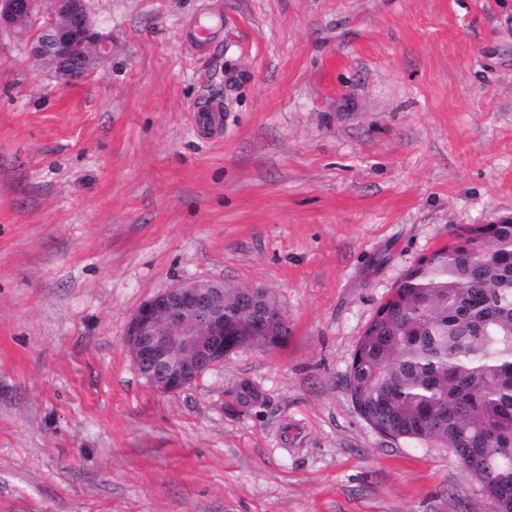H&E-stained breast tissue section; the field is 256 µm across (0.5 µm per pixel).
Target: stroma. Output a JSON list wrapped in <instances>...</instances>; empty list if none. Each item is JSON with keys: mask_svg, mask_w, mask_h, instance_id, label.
Here are the masks:
<instances>
[{"mask_svg": "<svg viewBox=\"0 0 512 512\" xmlns=\"http://www.w3.org/2000/svg\"><path fill=\"white\" fill-rule=\"evenodd\" d=\"M90 4L69 84L0 31V512H488L347 370L417 258L512 216V0ZM186 279L268 288L287 345L155 391L127 325Z\"/></svg>", "mask_w": 512, "mask_h": 512, "instance_id": "35a3bbf8", "label": "stroma"}]
</instances>
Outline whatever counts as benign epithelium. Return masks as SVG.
Listing matches in <instances>:
<instances>
[{"instance_id":"1","label":"benign epithelium","mask_w":512,"mask_h":512,"mask_svg":"<svg viewBox=\"0 0 512 512\" xmlns=\"http://www.w3.org/2000/svg\"><path fill=\"white\" fill-rule=\"evenodd\" d=\"M0 29L23 32L38 61L61 80L90 72L106 52L91 22L88 0H0ZM228 283L190 279L158 291L132 314L125 342L137 369L150 368L151 386L175 394L224 364L226 336H258L252 320L224 319Z\"/></svg>"}]
</instances>
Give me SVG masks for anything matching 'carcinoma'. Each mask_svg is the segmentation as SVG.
Returning a JSON list of instances; mask_svg holds the SVG:
<instances>
[{
    "label": "carcinoma",
    "instance_id": "carcinoma-1",
    "mask_svg": "<svg viewBox=\"0 0 512 512\" xmlns=\"http://www.w3.org/2000/svg\"><path fill=\"white\" fill-rule=\"evenodd\" d=\"M278 309L264 290L249 312L275 347L288 342ZM348 386L358 412L383 403L373 429L448 449L500 512H512L511 220L453 229L405 271L359 339ZM232 396L241 407L260 400L247 380Z\"/></svg>",
    "mask_w": 512,
    "mask_h": 512
}]
</instances>
